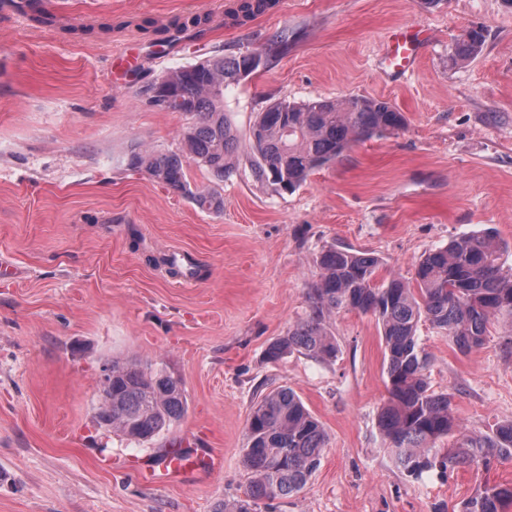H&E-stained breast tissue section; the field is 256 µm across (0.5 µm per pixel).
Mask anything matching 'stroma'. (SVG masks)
<instances>
[{
	"mask_svg": "<svg viewBox=\"0 0 512 512\" xmlns=\"http://www.w3.org/2000/svg\"><path fill=\"white\" fill-rule=\"evenodd\" d=\"M236 0H41L39 26L0 11V512H213L242 496L247 423L260 398L292 389L328 443L299 494L258 512H456L484 484H512V460L413 478L377 427L388 398L384 342L372 315L326 319L335 358L265 350L310 314L320 255L344 245L377 256L379 278H412L451 239L495 228L512 268V0H273L236 24ZM192 15L163 57L144 20ZM473 26L485 42L455 65L452 46ZM431 31L417 64L385 68L394 29ZM285 35L287 52L224 93L240 139L257 112L288 100L366 96L392 104L404 129L354 143L288 192L255 178L248 161L218 189L219 213L133 170L134 148L177 150L189 121L155 109L142 86L166 71L245 53ZM139 57L115 84L112 61ZM191 255L193 280L158 258ZM433 390L453 395L459 433L512 420V325L493 322L484 345L460 353L422 323ZM166 366L186 411L145 443L95 421L112 359ZM177 447L210 452L213 469L150 483L137 464Z\"/></svg>",
	"mask_w": 512,
	"mask_h": 512,
	"instance_id": "obj_1",
	"label": "stroma"
}]
</instances>
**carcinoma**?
<instances>
[{
    "label": "carcinoma",
    "mask_w": 512,
    "mask_h": 512,
    "mask_svg": "<svg viewBox=\"0 0 512 512\" xmlns=\"http://www.w3.org/2000/svg\"><path fill=\"white\" fill-rule=\"evenodd\" d=\"M271 6L272 0H242L239 11L252 19ZM484 41L482 29L465 31L450 60L475 56ZM287 46L288 37L281 35L248 54L214 55L167 71L165 79L175 98L166 110L191 117L182 131L181 147L174 152L137 148L129 166L188 195L199 209L219 213L224 209L223 195L209 186L191 188L185 159L222 182L244 156L258 179L293 191L354 143L404 128L405 117L395 107L365 96L280 101L257 113L247 149H242L237 130L224 113V90L266 66L271 55ZM501 256L502 246L490 228L459 236L422 257L415 266L413 287L400 276L378 279L381 261L371 253L330 247L320 256L321 275L311 288L310 318L272 342L267 357L277 361L299 352L316 359L334 358L338 348L324 325L326 317L339 308L371 314L385 343L388 375V399L377 426L398 467L416 478L436 466H479L491 456L512 459V420L490 434L466 436L458 449L440 453L437 441L458 427V417L452 394L436 393L429 386L428 355L418 344L419 325L427 321L468 354L484 344L492 321H512V273L504 272ZM160 263L175 276L197 274L187 257L170 254ZM185 410L182 384L166 368L114 359L112 390L100 400L96 422L131 440L148 441L168 430ZM326 444L322 424L293 390L268 392L248 422L244 466L249 483L244 496L217 504L215 512H257L263 500L299 493L319 467ZM511 507L512 485L485 484L459 512H508Z\"/></svg>",
    "instance_id": "cac0c4a2"
}]
</instances>
